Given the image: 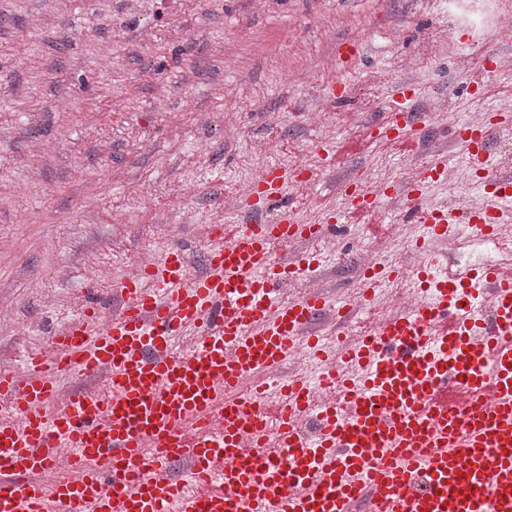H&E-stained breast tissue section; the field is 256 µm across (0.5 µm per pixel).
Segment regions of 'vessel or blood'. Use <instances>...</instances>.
Masks as SVG:
<instances>
[{
  "label": "vessel or blood",
  "instance_id": "obj_1",
  "mask_svg": "<svg viewBox=\"0 0 512 512\" xmlns=\"http://www.w3.org/2000/svg\"><path fill=\"white\" fill-rule=\"evenodd\" d=\"M414 100L399 82L379 136L420 138L427 117ZM491 127L456 133L488 184L466 218L420 191L447 156L423 167L409 207L426 227L412 243L423 264H378L358 286L366 305L386 280L408 279L424 298L358 341L338 347L309 331L329 309L344 329L357 305L278 294L282 281L316 278L322 261L281 258L275 245L335 227L288 207L295 177L272 164L245 200L250 217L213 225L203 272L164 246L119 279L117 313L87 307L23 373L1 369L0 512H512V269L483 262L450 275L430 247L493 241L512 224V178L490 173L483 155ZM272 201L281 222L260 218ZM301 348L318 385L274 375ZM73 376L82 385L63 390Z\"/></svg>",
  "mask_w": 512,
  "mask_h": 512
}]
</instances>
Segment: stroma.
Listing matches in <instances>:
<instances>
[{
  "mask_svg": "<svg viewBox=\"0 0 512 512\" xmlns=\"http://www.w3.org/2000/svg\"><path fill=\"white\" fill-rule=\"evenodd\" d=\"M445 0H0V368L88 304L121 307L116 281L165 245L201 270L211 225L271 163L317 165V145L349 143L332 172L295 184L307 217L342 215L343 178L389 184L382 220L354 215L320 276L284 283L290 299L320 289L352 294L361 271L419 257L424 232L408 224L400 186L415 185L425 149L449 157L429 204L478 199L482 176L463 181L455 141L474 111L512 112V31L459 32L441 51ZM408 81L440 110L421 139L360 136L389 119L395 84ZM406 223V222H405ZM448 253V272L493 261L498 244Z\"/></svg>",
  "mask_w": 512,
  "mask_h": 512,
  "instance_id": "35a3bbf8",
  "label": "stroma"
}]
</instances>
